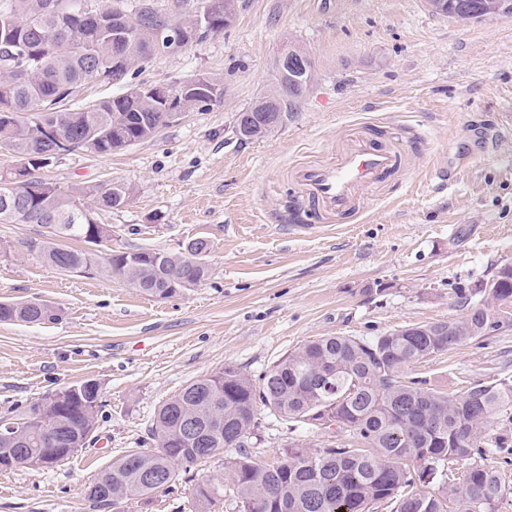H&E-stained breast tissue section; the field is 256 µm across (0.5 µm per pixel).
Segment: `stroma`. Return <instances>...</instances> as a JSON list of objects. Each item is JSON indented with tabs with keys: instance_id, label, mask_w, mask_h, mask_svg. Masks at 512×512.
I'll return each mask as SVG.
<instances>
[{
	"instance_id": "stroma-1",
	"label": "stroma",
	"mask_w": 512,
	"mask_h": 512,
	"mask_svg": "<svg viewBox=\"0 0 512 512\" xmlns=\"http://www.w3.org/2000/svg\"><path fill=\"white\" fill-rule=\"evenodd\" d=\"M288 42L311 55L314 85L282 127L242 141L237 116L273 82ZM196 74L223 80L220 102L111 155L62 156L41 175L64 188L130 186L126 206L98 217L113 247L177 253L206 238V281L157 299L117 276L65 275L24 247L41 225L0 224V300L63 311L55 322L0 323V415L88 379L103 401L91 441L64 462L0 469V512H101L88 487L147 444L159 405L190 381L227 363L259 378L319 336L371 338L461 317L464 296L512 264V135L499 133L512 102V19L463 25L425 0H238L223 35L155 55L135 80ZM355 132L400 148L404 165L355 222L297 233L307 206L291 171L335 160ZM463 153L467 167L438 188L435 168ZM415 373L449 394L512 379V325ZM345 439L264 412L250 452L274 463L289 442ZM223 473L220 458L195 465L119 512H189L197 481Z\"/></svg>"
}]
</instances>
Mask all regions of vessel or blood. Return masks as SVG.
Here are the masks:
<instances>
[{"label":"vessel or blood","instance_id":"b4317fda","mask_svg":"<svg viewBox=\"0 0 512 512\" xmlns=\"http://www.w3.org/2000/svg\"><path fill=\"white\" fill-rule=\"evenodd\" d=\"M401 165L400 150L361 134L348 140L334 162L300 167L292 179L321 219L352 221L359 213V191L378 187Z\"/></svg>","mask_w":512,"mask_h":512}]
</instances>
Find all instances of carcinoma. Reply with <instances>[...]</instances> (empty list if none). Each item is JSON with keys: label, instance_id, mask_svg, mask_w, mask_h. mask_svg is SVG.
Returning <instances> with one entry per match:
<instances>
[{"label": "carcinoma", "instance_id": "1", "mask_svg": "<svg viewBox=\"0 0 512 512\" xmlns=\"http://www.w3.org/2000/svg\"><path fill=\"white\" fill-rule=\"evenodd\" d=\"M0 0V149L23 176L49 166L61 136L73 149L90 143L96 155H110L154 138L168 126V102L131 82L135 70L160 53L155 34L174 30L182 49L224 32V11L232 0H196L186 11H162L153 0ZM432 13L462 23L512 18V0H427ZM207 30L198 31L199 17ZM273 68L275 81L246 108L253 115L240 139L271 133L268 115L288 120L309 94L314 61L306 52ZM124 88L112 98L77 110L64 104L87 82ZM205 87L178 83L172 92L185 112L204 110L224 96V84L208 75L194 77ZM45 191L34 197L14 186L0 168V224H41L45 239L27 251L47 267L79 276H112L151 297L170 298L209 278L208 263L195 256L210 244L194 242L179 253L156 249H73L61 245L87 239L91 213L119 210L131 188L106 181L63 190L40 178ZM499 287L482 296L468 313L448 321L409 324L369 340L320 336L307 340L255 381L234 364L188 383L159 408L149 431L155 447L129 450L104 470L87 496L98 508L144 498L166 487L182 466L224 458V477L201 481L192 512H207L220 493L237 512H498L506 486L498 472L472 464L460 482L448 471L460 460L482 458L507 447L512 435V379L476 381L459 394L427 386L412 376L423 359L488 335L504 322L503 293L512 297V264L496 273ZM61 310L40 300L0 302L2 323H43ZM102 407L100 385L67 386L48 392L10 417L25 420L17 440L0 437V469L11 468L7 448H23L21 466L50 467L69 458L92 438ZM286 420L315 426L314 414L330 411L354 442L311 448L295 442L277 463H261L247 451L260 409ZM193 423L204 433L190 445ZM497 431H492L494 425ZM230 449L234 456H226ZM443 481L439 493L427 488Z\"/></svg>", "mask_w": 512, "mask_h": 512}]
</instances>
